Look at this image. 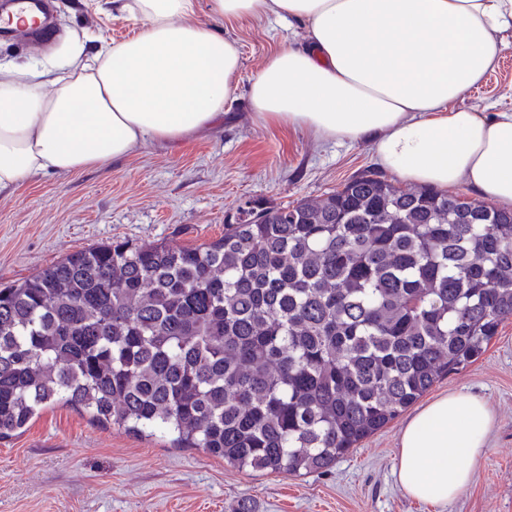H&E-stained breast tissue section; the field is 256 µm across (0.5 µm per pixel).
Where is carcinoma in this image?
I'll return each instance as SVG.
<instances>
[{"mask_svg":"<svg viewBox=\"0 0 512 512\" xmlns=\"http://www.w3.org/2000/svg\"><path fill=\"white\" fill-rule=\"evenodd\" d=\"M512 319V210L370 172L210 243L115 240L0 287V440L56 405L241 471H323Z\"/></svg>","mask_w":512,"mask_h":512,"instance_id":"carcinoma-1","label":"carcinoma"}]
</instances>
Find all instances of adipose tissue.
Instances as JSON below:
<instances>
[{"mask_svg": "<svg viewBox=\"0 0 512 512\" xmlns=\"http://www.w3.org/2000/svg\"><path fill=\"white\" fill-rule=\"evenodd\" d=\"M135 37L87 52L80 37L22 70L0 66V190L172 145L224 122L235 41L197 0H133ZM212 16H273L307 29L249 87L255 118L343 142L371 140L381 164L431 188L464 185L512 206V111L462 107L499 62L512 0H209ZM51 89L43 91L42 77ZM493 407L452 391L401 431L396 474L414 499L448 503L472 482Z\"/></svg>", "mask_w": 512, "mask_h": 512, "instance_id": "adipose-tissue-1", "label": "adipose tissue"}]
</instances>
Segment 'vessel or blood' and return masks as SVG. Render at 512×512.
Segmentation results:
<instances>
[{
	"label": "vessel or blood",
	"instance_id": "b4317fda",
	"mask_svg": "<svg viewBox=\"0 0 512 512\" xmlns=\"http://www.w3.org/2000/svg\"><path fill=\"white\" fill-rule=\"evenodd\" d=\"M59 0H0V38L51 46Z\"/></svg>",
	"mask_w": 512,
	"mask_h": 512
}]
</instances>
